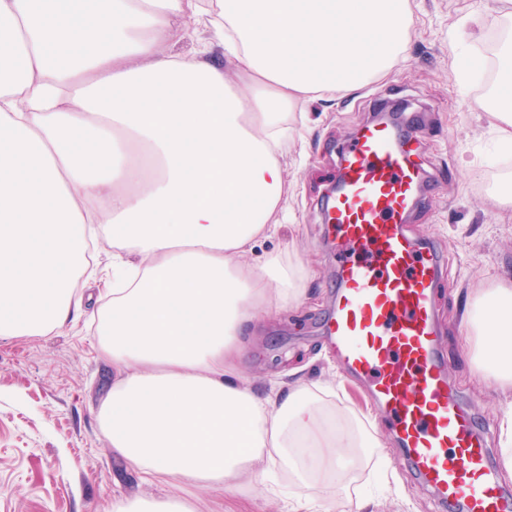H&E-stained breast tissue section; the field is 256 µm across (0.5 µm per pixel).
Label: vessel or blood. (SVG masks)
<instances>
[{
  "instance_id": "vessel-or-blood-1",
  "label": "vessel or blood",
  "mask_w": 512,
  "mask_h": 512,
  "mask_svg": "<svg viewBox=\"0 0 512 512\" xmlns=\"http://www.w3.org/2000/svg\"><path fill=\"white\" fill-rule=\"evenodd\" d=\"M427 180L395 121L363 125L343 152L326 202L340 261L325 333L343 375L388 419L424 487L464 512H512L475 416L441 365L439 256L403 229Z\"/></svg>"
}]
</instances>
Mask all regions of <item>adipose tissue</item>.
Masks as SVG:
<instances>
[{"instance_id": "ef3b65f1", "label": "adipose tissue", "mask_w": 512, "mask_h": 512, "mask_svg": "<svg viewBox=\"0 0 512 512\" xmlns=\"http://www.w3.org/2000/svg\"><path fill=\"white\" fill-rule=\"evenodd\" d=\"M74 2L0 0V339L62 327L80 279L109 297L96 330L119 377L100 427L142 484L175 490L112 512H196L272 469L289 512H335L351 467L386 444L304 383L263 396L244 380L245 326L306 296L302 266L253 252L294 191L280 158L301 106L385 75L410 0ZM497 12L487 111L512 145V0ZM97 236L114 249L103 269L86 259ZM464 325L472 373L512 387V280L478 289Z\"/></svg>"}]
</instances>
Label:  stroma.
Listing matches in <instances>:
<instances>
[{
  "mask_svg": "<svg viewBox=\"0 0 512 512\" xmlns=\"http://www.w3.org/2000/svg\"><path fill=\"white\" fill-rule=\"evenodd\" d=\"M417 17L405 57L382 79L336 101L307 102V130L293 135L281 164L296 190L293 221L260 241L257 255H291L310 270L307 304L271 311L241 357L247 380L261 393L296 381L333 382L339 402L369 418L386 439L385 467L363 462L350 471L345 508L362 512H460L441 507L402 460L383 415L370 409L359 386L342 377L323 334L335 294L336 254L321 202L340 174L342 150L388 102L414 111L411 139L433 185L407 229L439 254L445 281L438 289L440 352L490 448L499 422L512 408V388L471 377L462 327L466 298L490 277L512 279V206H500L491 181L503 164L492 154L496 134L480 103L488 85L460 86L448 33L473 28L478 57L494 55L499 28L496 0H411ZM112 366L99 356L89 313L48 336L0 341V512H112L120 497L141 492L138 478L113 455L98 421L99 400L112 386ZM270 494L231 498L206 495L198 512H285Z\"/></svg>",
  "mask_w": 512,
  "mask_h": 512,
  "instance_id": "35a3bbf8",
  "label": "stroma"
}]
</instances>
